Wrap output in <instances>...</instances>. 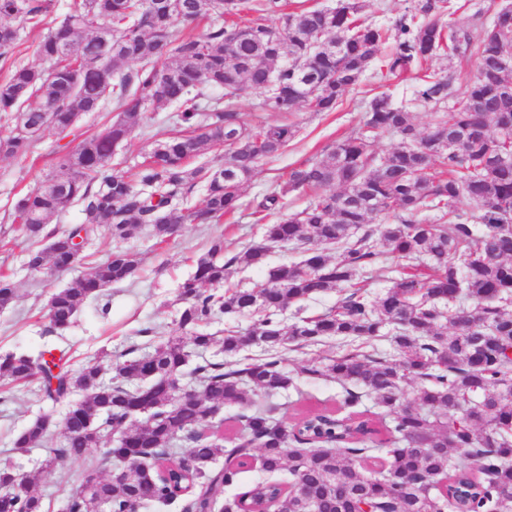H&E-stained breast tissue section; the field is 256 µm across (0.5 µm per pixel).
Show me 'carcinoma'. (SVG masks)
Instances as JSON below:
<instances>
[{"label":"carcinoma","instance_id":"obj_1","mask_svg":"<svg viewBox=\"0 0 512 512\" xmlns=\"http://www.w3.org/2000/svg\"><path fill=\"white\" fill-rule=\"evenodd\" d=\"M445 2L417 0L396 22L380 65L385 78L415 74V101L436 121L421 131L405 105L377 94L359 127L323 159L291 169L281 192L254 198L253 213L268 216L280 209V193H313L301 212L265 225L261 241L226 256L219 237L197 259L178 286L179 325L195 330L192 349L173 339L134 344L108 370L91 359L56 374L50 351L0 354L1 380L39 379L43 396L64 407L58 422L51 414L30 421L15 448L38 446L59 425L62 445L48 449L40 471L90 448L102 449V466L124 470L120 477L89 474L91 487L63 512H127L134 501L142 509L178 503L181 512H512V159L500 158L512 137V90L503 91L512 69H499L500 60L512 59V21L455 28L442 20ZM55 7L54 0H0V18L11 20L0 23L3 59L25 30L54 15L35 47L45 66L14 65L0 80V112L11 123L0 153L22 163L45 130L65 134L108 101L117 117L61 158L63 176L15 200L19 231L49 240L29 255V267L40 271L69 269L77 262L73 240L87 242L102 226L124 240L150 224L161 244L185 224H218L235 213L259 163L297 133L292 123L243 127L236 99L252 90L268 112H334L388 37L361 17V0L329 8L302 0H69ZM201 21L208 27L200 35L179 28ZM441 53L478 62L460 94L453 76L429 67ZM129 63L137 67L122 70ZM209 87L223 97L206 95ZM169 105L184 130L156 141L134 179L112 171V156L142 112ZM385 134L398 143L381 157L375 141ZM214 148L224 149V165H191ZM200 184L203 207L184 206ZM74 201L81 222L48 227ZM425 211L439 212L441 222ZM377 238L399 271L372 297L359 273L382 257ZM275 245L292 247L298 260L267 266ZM138 265L136 253L117 250L54 291L47 333L64 336L86 300L131 280ZM253 267L267 268L265 287L230 284ZM340 285L347 292L336 307L282 324L284 309ZM15 299L10 275L1 273L0 309ZM244 313L254 315L244 332L204 330L220 314ZM386 328L393 351L382 353L374 341ZM324 340L345 353L283 369L288 344ZM216 346L228 356L253 346L261 354L202 359L193 369L194 395L178 399L192 354ZM303 378L340 384L352 412H310L287 425L252 398L257 390L272 398ZM412 380L420 386L410 402ZM366 395L393 415L392 425L356 409ZM230 404L251 411L239 442L226 448L204 424ZM180 443L187 453H178ZM371 452L384 455L378 472L363 466ZM256 454L269 478L225 496ZM219 457L224 465L212 466ZM0 512H43L42 497L8 467L0 469Z\"/></svg>","mask_w":512,"mask_h":512}]
</instances>
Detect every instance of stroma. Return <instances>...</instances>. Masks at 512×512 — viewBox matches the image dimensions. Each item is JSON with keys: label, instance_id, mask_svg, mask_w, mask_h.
Instances as JSON below:
<instances>
[{"label": "stroma", "instance_id": "obj_1", "mask_svg": "<svg viewBox=\"0 0 512 512\" xmlns=\"http://www.w3.org/2000/svg\"><path fill=\"white\" fill-rule=\"evenodd\" d=\"M416 89L414 79L384 82L372 68L344 95L336 111L318 116L300 107L287 114L266 112L259 106V93H244L237 102V111L246 126L290 120L299 127L288 148L278 156L261 161L251 180L245 184L244 208L225 216L219 224L184 225L178 236L163 244L156 243L151 226H136L121 246L137 254L140 260L137 276L107 287L98 299L85 302L74 325L61 339L45 332L49 323L47 302L50 294L70 285L76 275L87 272L119 245L106 231H99L85 257L73 270L51 278L27 267L28 254L35 244L20 234L8 214L18 196L39 186L47 177L62 175L59 158L109 124L115 115L108 111L84 114L65 136L52 130L45 131L26 164H17L14 159L0 155V271L10 272L17 288L15 302L0 309V353L46 347L54 356L63 357L71 368L92 358L106 366L117 361L120 353L130 345L148 339L156 342L171 337L189 339L190 330L179 325L181 303L177 299V287L193 272L194 259L207 251L211 240L223 238L226 248L231 251L259 240L261 224L247 208V201L279 190L292 168L321 159L337 141L357 127L365 102L374 95L385 91L396 102L410 104L416 126L427 127L432 115L414 104ZM176 126L172 107L143 112L139 125L124 147L113 156V170L133 171L155 140ZM341 401L342 389L337 383L303 380L298 390H289L276 397V414L290 424L309 410L341 409ZM61 412V407L39 396L37 384H0V467L9 466L30 475L36 492L43 498L46 512H62L66 500L80 488L87 472L97 468L101 457L100 449L93 448L85 458L63 459L52 471L36 474L35 463L44 459L47 449L59 446V430H52L42 446L25 453L14 448L12 441L36 416H57Z\"/></svg>", "mask_w": 512, "mask_h": 512}]
</instances>
